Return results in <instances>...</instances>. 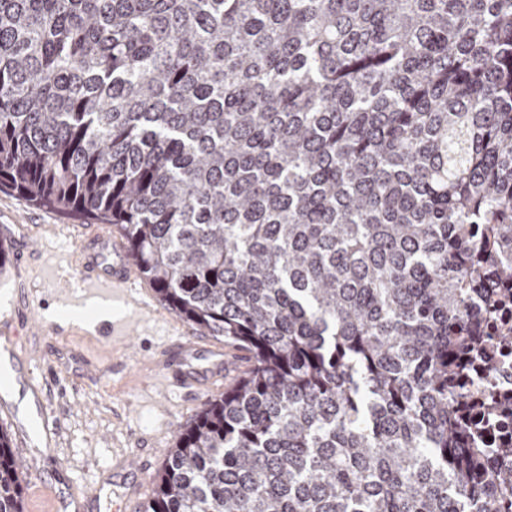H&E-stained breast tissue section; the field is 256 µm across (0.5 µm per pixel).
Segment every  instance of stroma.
<instances>
[{
  "instance_id": "obj_1",
  "label": "stroma",
  "mask_w": 512,
  "mask_h": 512,
  "mask_svg": "<svg viewBox=\"0 0 512 512\" xmlns=\"http://www.w3.org/2000/svg\"><path fill=\"white\" fill-rule=\"evenodd\" d=\"M120 240L106 224L38 207L18 194L0 191V344L14 342L36 379L48 384V409L58 425L52 446L16 428L11 389H0V428L7 430L23 462L25 512H48L60 501L68 512L99 493L95 512H142L154 492L178 425L205 400L225 389L246 368V354L223 341L193 331L172 310L158 305L145 277L137 282L155 313L130 327L127 341H113L106 322L92 326L64 320L82 293L77 264L85 235ZM188 331L189 342L225 362L216 388L186 397L157 387L158 350L171 333Z\"/></svg>"
}]
</instances>
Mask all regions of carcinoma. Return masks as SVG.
<instances>
[{
  "label": "carcinoma",
  "mask_w": 512,
  "mask_h": 512,
  "mask_svg": "<svg viewBox=\"0 0 512 512\" xmlns=\"http://www.w3.org/2000/svg\"><path fill=\"white\" fill-rule=\"evenodd\" d=\"M118 228L249 368L144 512H478L449 389L512 281V0H0V190ZM0 429V512H23Z\"/></svg>",
  "instance_id": "obj_1"
}]
</instances>
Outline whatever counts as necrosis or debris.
<instances>
[{"label":"necrosis or debris","instance_id":"4bbe7bcc","mask_svg":"<svg viewBox=\"0 0 512 512\" xmlns=\"http://www.w3.org/2000/svg\"><path fill=\"white\" fill-rule=\"evenodd\" d=\"M492 299L475 296L469 311L477 325L466 346L456 400L474 421L465 443L481 448L493 469L512 468V283L494 282Z\"/></svg>","mask_w":512,"mask_h":512}]
</instances>
